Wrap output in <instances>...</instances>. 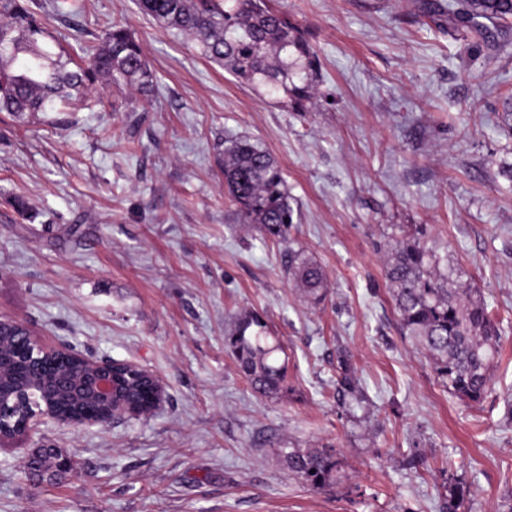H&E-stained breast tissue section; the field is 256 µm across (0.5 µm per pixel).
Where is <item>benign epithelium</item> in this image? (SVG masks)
Masks as SVG:
<instances>
[{"instance_id":"obj_1","label":"benign epithelium","mask_w":512,"mask_h":512,"mask_svg":"<svg viewBox=\"0 0 512 512\" xmlns=\"http://www.w3.org/2000/svg\"><path fill=\"white\" fill-rule=\"evenodd\" d=\"M0 337L5 346L32 358L33 371L42 372L44 362L53 365L75 359L78 373L63 372L61 389L50 392L34 410L7 420L0 413V445L27 438L45 418L59 424L91 426L115 418L135 417L142 411L161 408L166 398L162 381L140 366L121 360L95 359L70 347L42 346L24 323L0 317Z\"/></svg>"}]
</instances>
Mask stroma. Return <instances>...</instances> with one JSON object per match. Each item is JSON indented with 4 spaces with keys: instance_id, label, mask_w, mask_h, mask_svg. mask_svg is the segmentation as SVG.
Returning a JSON list of instances; mask_svg holds the SVG:
<instances>
[{
    "instance_id": "1",
    "label": "stroma",
    "mask_w": 512,
    "mask_h": 512,
    "mask_svg": "<svg viewBox=\"0 0 512 512\" xmlns=\"http://www.w3.org/2000/svg\"><path fill=\"white\" fill-rule=\"evenodd\" d=\"M274 2L318 59L302 112L238 84L137 0H43L65 46L125 21L157 82L147 100L103 83L79 112L0 113V316L43 345L144 367L167 400L89 428L49 421L0 446V512H447L459 482L470 493L458 512H512V42L466 47L445 18L424 17L436 0ZM231 137L283 170L284 242L230 201ZM415 224L501 330L482 402L451 396L401 333L385 260ZM291 248L325 271L321 302L285 273ZM250 311L288 355L272 397L225 344ZM343 355L361 392L349 408ZM40 447L68 456L72 474L19 479ZM286 448L335 454V484L310 488Z\"/></svg>"
}]
</instances>
